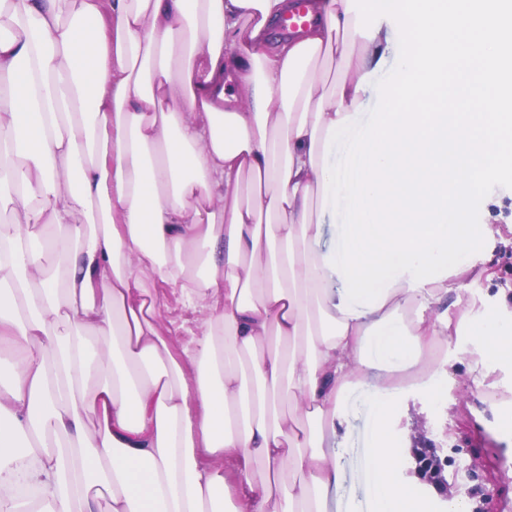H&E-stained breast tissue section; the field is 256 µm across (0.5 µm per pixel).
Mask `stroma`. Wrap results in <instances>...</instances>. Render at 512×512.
<instances>
[{
	"mask_svg": "<svg viewBox=\"0 0 512 512\" xmlns=\"http://www.w3.org/2000/svg\"><path fill=\"white\" fill-rule=\"evenodd\" d=\"M382 26L390 33L391 48L385 59L367 78L368 92L361 107V118L370 121L380 108V90L391 79L400 59L403 38L391 21ZM467 219L470 223L489 224L493 232L512 235V171L487 175L483 196L472 202ZM479 265L498 269L494 281H472L463 293L464 301L473 303L475 314L498 308L499 293L512 298V252L504 253L500 244L484 242L482 249L467 256ZM473 348L470 337L449 341L448 387L441 400L425 394L410 395L395 421L401 434L413 443L428 441L439 449L444 461L443 476L448 494L468 500L475 512H502L503 503L512 504V428L496 421L488 403H497L499 413L512 417V367L497 370L499 385L494 389L479 386L467 368ZM351 416L348 447V479L356 495L367 499L368 489L361 477L364 450L372 427V397L366 387L351 391L347 398Z\"/></svg>",
	"mask_w": 512,
	"mask_h": 512,
	"instance_id": "35a3bbf8",
	"label": "stroma"
}]
</instances>
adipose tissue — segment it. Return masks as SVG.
I'll return each mask as SVG.
<instances>
[{
    "label": "adipose tissue",
    "mask_w": 512,
    "mask_h": 512,
    "mask_svg": "<svg viewBox=\"0 0 512 512\" xmlns=\"http://www.w3.org/2000/svg\"><path fill=\"white\" fill-rule=\"evenodd\" d=\"M294 6L0 0V342L19 352L0 512H360L358 386L371 512H432L402 476L399 409L441 397L453 337L486 387L512 365V324L459 297L495 276L464 260L490 228L463 218L512 169V6L309 0L273 38ZM385 18L403 56L361 128ZM170 289L203 315L178 352ZM347 404L351 416V429L346 446L348 450V479L355 494L368 503V489L361 477L364 448L372 427V397L366 387L360 386L349 394Z\"/></svg>",
    "instance_id": "adipose-tissue-1"
}]
</instances>
